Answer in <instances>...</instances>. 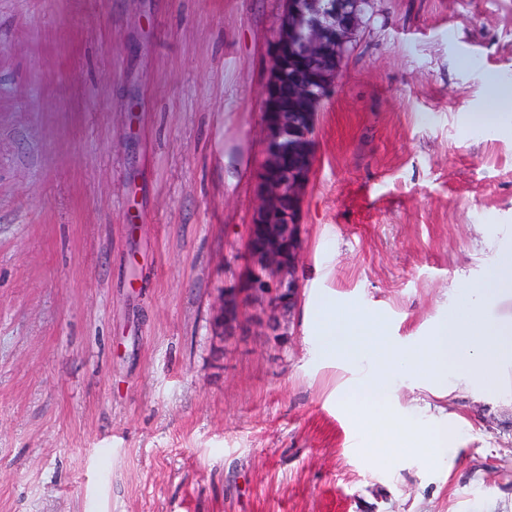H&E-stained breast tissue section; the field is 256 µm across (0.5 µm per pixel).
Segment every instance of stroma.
I'll use <instances>...</instances> for the list:
<instances>
[{
    "mask_svg": "<svg viewBox=\"0 0 512 512\" xmlns=\"http://www.w3.org/2000/svg\"><path fill=\"white\" fill-rule=\"evenodd\" d=\"M281 0H0V512H512V394L397 383L452 468L359 447L327 303L422 342L512 231V0H374L317 118L285 343L219 344ZM492 112H473L469 119L472 133L482 132L488 125L512 124V84L507 81H493L489 93Z\"/></svg>",
    "mask_w": 512,
    "mask_h": 512,
    "instance_id": "35a3bbf8",
    "label": "stroma"
}]
</instances>
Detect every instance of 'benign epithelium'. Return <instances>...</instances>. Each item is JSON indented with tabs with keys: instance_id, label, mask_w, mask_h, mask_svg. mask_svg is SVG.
Listing matches in <instances>:
<instances>
[{
	"instance_id": "obj_1",
	"label": "benign epithelium",
	"mask_w": 512,
	"mask_h": 512,
	"mask_svg": "<svg viewBox=\"0 0 512 512\" xmlns=\"http://www.w3.org/2000/svg\"><path fill=\"white\" fill-rule=\"evenodd\" d=\"M371 0H283L267 53L262 156L245 225L246 266L225 277L213 331L230 338L244 320L282 340L302 297L301 211L312 169L317 114L336 87Z\"/></svg>"
}]
</instances>
